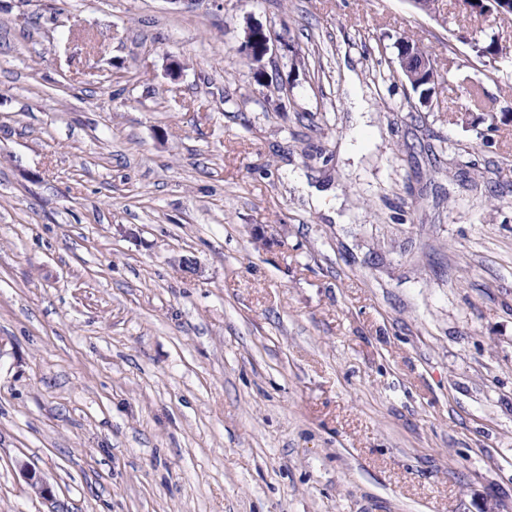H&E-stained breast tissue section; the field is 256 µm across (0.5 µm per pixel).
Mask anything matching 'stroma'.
<instances>
[{"label": "stroma", "instance_id": "obj_1", "mask_svg": "<svg viewBox=\"0 0 512 512\" xmlns=\"http://www.w3.org/2000/svg\"><path fill=\"white\" fill-rule=\"evenodd\" d=\"M436 7L0 0V512H512V16ZM244 33L240 50L251 63L257 65V75H265L264 60L271 52L274 40L270 33L258 23H247Z\"/></svg>", "mask_w": 512, "mask_h": 512}]
</instances>
